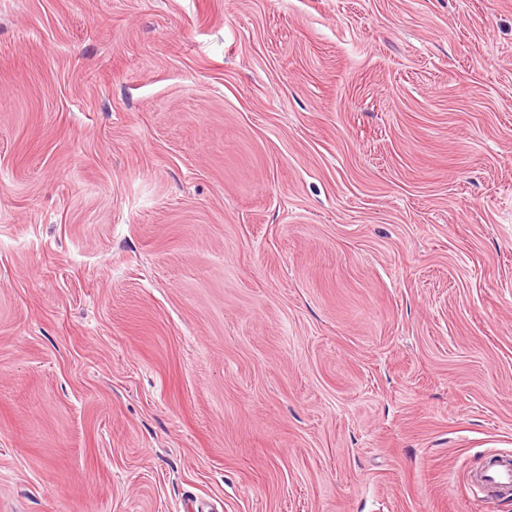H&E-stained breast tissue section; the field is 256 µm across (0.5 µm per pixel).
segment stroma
I'll list each match as a JSON object with an SVG mask.
<instances>
[{"mask_svg":"<svg viewBox=\"0 0 512 512\" xmlns=\"http://www.w3.org/2000/svg\"><path fill=\"white\" fill-rule=\"evenodd\" d=\"M512 455V0H0V512H475ZM471 486L487 494L512 491V457L490 455L475 472Z\"/></svg>","mask_w":512,"mask_h":512,"instance_id":"stroma-1","label":"stroma"}]
</instances>
